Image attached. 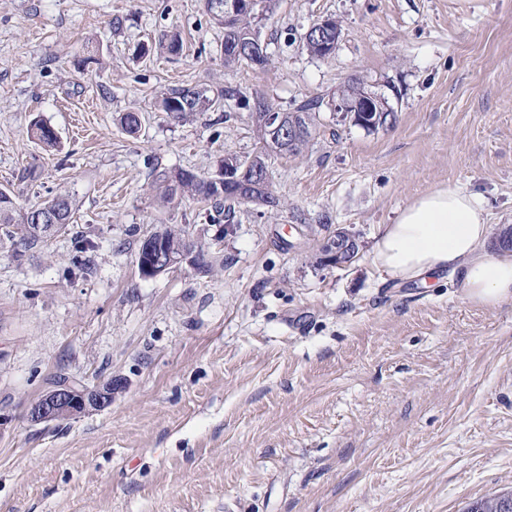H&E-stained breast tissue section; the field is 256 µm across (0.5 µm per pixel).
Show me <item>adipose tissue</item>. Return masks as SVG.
I'll return each mask as SVG.
<instances>
[{"instance_id": "ef3b65f1", "label": "adipose tissue", "mask_w": 512, "mask_h": 512, "mask_svg": "<svg viewBox=\"0 0 512 512\" xmlns=\"http://www.w3.org/2000/svg\"><path fill=\"white\" fill-rule=\"evenodd\" d=\"M489 226L478 196L458 188L427 192L395 223L383 225L373 260L389 278L459 274L467 301L494 308L512 299V251L489 253Z\"/></svg>"}]
</instances>
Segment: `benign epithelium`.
Segmentation results:
<instances>
[{"label": "benign epithelium", "instance_id": "benign-epithelium-1", "mask_svg": "<svg viewBox=\"0 0 512 512\" xmlns=\"http://www.w3.org/2000/svg\"><path fill=\"white\" fill-rule=\"evenodd\" d=\"M312 36L325 41V46L334 49L338 40L331 39L332 19L324 18L313 29ZM389 108L387 98L382 93L368 89H360L352 99L341 98L332 104L334 112L340 117H349L364 126L382 128L384 124L378 121L377 113ZM261 124L266 131L269 141H290L298 134V129L288 123L285 112H265ZM255 158L243 163L230 159L224 163V182L237 185V195L240 200L255 205H267V185L269 175L252 167ZM56 202H48L40 208L36 220L40 222L38 231L42 235H54L58 225L54 224ZM326 261L337 267L351 264L359 254L360 244L352 233L338 228L329 236L324 244ZM140 276L154 278L166 274L184 263L199 266L203 260L193 251L172 253L149 240L144 241L135 260ZM112 405V379L96 381L92 384L78 379H69L62 384L51 385L40 396L32 400L27 408L28 420L32 423L58 421L62 418H77L83 415L103 411Z\"/></svg>", "mask_w": 512, "mask_h": 512}]
</instances>
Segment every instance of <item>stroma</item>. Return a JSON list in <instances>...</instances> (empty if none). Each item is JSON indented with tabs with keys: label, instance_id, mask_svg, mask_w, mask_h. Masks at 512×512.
I'll list each match as a JSON object with an SVG mask.
<instances>
[{
	"label": "stroma",
	"instance_id": "1",
	"mask_svg": "<svg viewBox=\"0 0 512 512\" xmlns=\"http://www.w3.org/2000/svg\"><path fill=\"white\" fill-rule=\"evenodd\" d=\"M325 17L342 28L327 60L301 39ZM260 31L267 67L228 68L206 0H0V189L21 210L70 195L94 243L88 275L70 236L0 243V512H462L512 491V300L468 303L447 271L393 281L372 255L434 189L478 194L491 233L512 225V0H278ZM172 33L177 56L157 48ZM352 77L392 123L369 133L321 107L304 151L269 160L279 207L246 206L228 234L204 204L157 203L160 172L213 177L257 144L246 110L177 121L167 89L289 110ZM35 119L55 150L29 137ZM164 226L209 267L141 278L139 246ZM339 227L361 242L340 268L320 252ZM56 374L111 379V407L31 423Z\"/></svg>",
	"mask_w": 512,
	"mask_h": 512
}]
</instances>
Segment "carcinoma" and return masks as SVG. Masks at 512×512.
<instances>
[{
  "instance_id": "1",
  "label": "carcinoma",
  "mask_w": 512,
  "mask_h": 512,
  "mask_svg": "<svg viewBox=\"0 0 512 512\" xmlns=\"http://www.w3.org/2000/svg\"><path fill=\"white\" fill-rule=\"evenodd\" d=\"M276 2L277 0H244L243 6L234 15L226 18L224 11L220 10L224 0H207L208 10L216 13L224 25V44H222L224 66L229 68L246 66L252 69L266 67L268 57L254 58L241 55L236 52V48L240 44L258 47L263 44L258 27L259 17L273 11ZM212 105L213 98L208 95V90L195 88L172 89L159 101L160 109L178 120H185L198 112H205ZM319 108L320 102L311 99L301 102L288 112V116L295 118L299 125L306 128V135L293 148L284 150V153L296 156L307 146L315 131L316 110ZM31 134L39 144L47 148L56 144L57 135L54 129L41 120L31 125ZM156 189L159 199L164 203H172L178 196H187L209 205V210L224 215L226 220L237 218L243 206L230 186L227 185L221 190L189 169L181 168L163 174L158 179ZM59 197L62 198V206L56 223L60 224V229L66 234L73 228L70 224L73 202L67 194L61 193ZM39 208L40 205L35 204L21 213L17 211L12 196L0 191V234L16 247L23 249L43 240V236L36 232L34 226V213ZM149 237L169 250L198 248L195 243L186 242L185 230L181 228L166 226L150 233Z\"/></svg>"
}]
</instances>
